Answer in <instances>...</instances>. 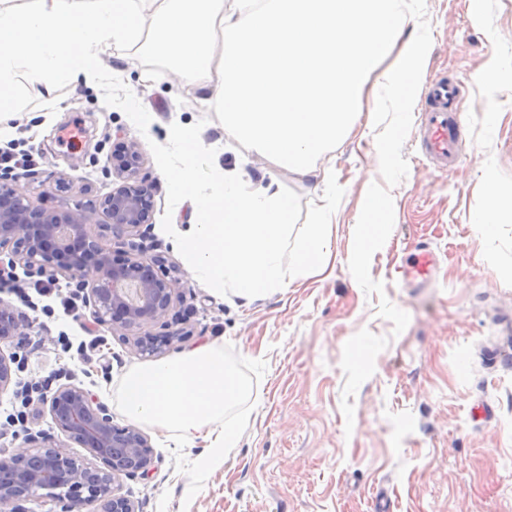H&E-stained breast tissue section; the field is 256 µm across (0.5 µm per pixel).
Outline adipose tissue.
Returning a JSON list of instances; mask_svg holds the SVG:
<instances>
[{
  "instance_id": "obj_1",
  "label": "adipose tissue",
  "mask_w": 512,
  "mask_h": 512,
  "mask_svg": "<svg viewBox=\"0 0 512 512\" xmlns=\"http://www.w3.org/2000/svg\"><path fill=\"white\" fill-rule=\"evenodd\" d=\"M415 22L405 0H31L24 9L0 8V119L14 110L18 61L49 92L63 68L94 79L116 42L146 46L173 64L197 81L196 103L221 109L225 134L269 166L267 182L251 190L243 168L224 170V192L215 196L198 194L189 171L171 177L197 217L181 242L192 276L255 299L323 269L330 254L335 195L320 196L305 232L289 243L293 201L279 171L330 184L327 155L371 133L377 114L410 121L406 83L428 55ZM485 197L471 221L495 235L512 214V196L490 179Z\"/></svg>"
}]
</instances>
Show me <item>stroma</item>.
Instances as JSON below:
<instances>
[{
  "label": "stroma",
  "mask_w": 512,
  "mask_h": 512,
  "mask_svg": "<svg viewBox=\"0 0 512 512\" xmlns=\"http://www.w3.org/2000/svg\"><path fill=\"white\" fill-rule=\"evenodd\" d=\"M419 13L431 44L412 110L422 112L432 79L461 84V159L438 168L421 152L418 123L397 127L387 116L372 138L346 142L335 152L326 270L253 300L193 278L176 246L194 215L170 174L192 165L197 192L220 194L218 170L233 168L241 150L224 135L223 113L184 109L194 82L125 44L101 56L94 81L64 74L50 94L17 67L0 148L34 157L21 189L47 208L100 200L121 182L108 168L113 149L136 141L138 175L155 186L144 255L177 267L179 306L192 311L166 357L215 341L267 365L245 433L195 497L169 433L142 425L153 469L124 482L139 512H380L383 503L391 512H512V335L503 332L512 323V231L491 236L470 222L485 205V178L512 195V0H421ZM494 56L497 70L477 83ZM73 126L83 132L75 151L58 141ZM185 127L200 135L191 157L178 138ZM375 211L385 235L362 230ZM425 245L436 256L428 281L404 283L402 263ZM31 281L22 273L0 290L33 323L9 347L17 362L0 394V451L24 448L29 430L82 457L40 402L21 404L16 390L34 384L46 395L73 383L128 426L113 393L153 358L132 351L119 327L93 329L94 349L78 351L89 309H63Z\"/></svg>",
  "instance_id": "1"
}]
</instances>
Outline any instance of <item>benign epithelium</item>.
Wrapping results in <instances>:
<instances>
[{
	"label": "benign epithelium",
	"instance_id": "1",
	"mask_svg": "<svg viewBox=\"0 0 512 512\" xmlns=\"http://www.w3.org/2000/svg\"><path fill=\"white\" fill-rule=\"evenodd\" d=\"M140 161L129 141L112 156V169L131 179ZM22 176L0 173V283L4 273L22 267L27 274L64 278L74 288L98 326H119L134 336L132 349L156 352L181 340L173 325L177 271L159 258L143 257L141 246L128 244L119 263L112 261L94 229L112 228L141 240L150 235L154 188L146 180L112 188L100 202L73 209L36 205L17 188ZM32 323L19 318L0 299V345L27 336ZM150 326L155 331L140 333ZM13 355L0 350V394L12 382ZM67 441L90 457H74L27 434V447L0 457V512H25L23 503L38 496L59 512H137L122 481L147 476L153 467L148 438L133 426L113 423L108 407L89 390L62 384L41 399Z\"/></svg>",
	"mask_w": 512,
	"mask_h": 512
}]
</instances>
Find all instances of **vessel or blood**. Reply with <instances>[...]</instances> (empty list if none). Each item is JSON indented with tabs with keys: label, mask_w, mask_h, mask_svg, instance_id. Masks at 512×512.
<instances>
[{
	"label": "vessel or blood",
	"mask_w": 512,
	"mask_h": 512,
	"mask_svg": "<svg viewBox=\"0 0 512 512\" xmlns=\"http://www.w3.org/2000/svg\"><path fill=\"white\" fill-rule=\"evenodd\" d=\"M458 96V84L448 80L433 82L426 93L428 105L420 117L422 152L441 167L451 166L459 158L464 125L457 107ZM409 264L411 276L428 278L434 255L429 248L418 249L411 255Z\"/></svg>",
	"instance_id": "vessel-or-blood-1"
}]
</instances>
